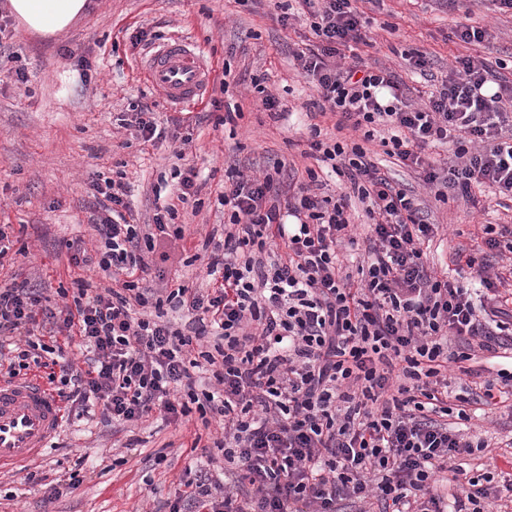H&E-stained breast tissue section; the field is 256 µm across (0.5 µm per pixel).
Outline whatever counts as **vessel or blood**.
Returning <instances> with one entry per match:
<instances>
[{
    "label": "vessel or blood",
    "mask_w": 512,
    "mask_h": 512,
    "mask_svg": "<svg viewBox=\"0 0 512 512\" xmlns=\"http://www.w3.org/2000/svg\"><path fill=\"white\" fill-rule=\"evenodd\" d=\"M145 77L170 104L192 106L202 98L210 71L189 40L174 37L148 55ZM63 418L60 398L41 380L0 381V468L30 458L51 445Z\"/></svg>",
    "instance_id": "obj_1"
}]
</instances>
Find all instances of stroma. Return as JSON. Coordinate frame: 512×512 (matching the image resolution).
Wrapping results in <instances>:
<instances>
[{"label":"stroma","mask_w":512,"mask_h":512,"mask_svg":"<svg viewBox=\"0 0 512 512\" xmlns=\"http://www.w3.org/2000/svg\"><path fill=\"white\" fill-rule=\"evenodd\" d=\"M91 3L77 23L51 37L16 23L7 29L6 43L16 67L27 74L28 92L0 83V225H9L13 241L9 260L0 266V287L35 285L51 308L74 297L79 281L111 287L110 276L72 263L67 248L75 238L95 245L89 183L99 174L129 184L137 223L152 216L156 202L176 205L174 223L185 228L186 250L173 263L162 262L156 251L144 259L163 271L169 287L210 288L198 255L224 221L219 195L229 169L252 177L281 162L300 179L316 165L302 156L312 129L325 138L336 135L333 118L321 115L318 95L293 56L315 36L295 0ZM359 9L365 41L355 52L368 64L392 68L413 100L434 92L458 55L500 61L502 77L512 81V14L495 10L491 0H361ZM287 10L293 18L284 28L277 17ZM463 21L486 27L485 40H457L454 30ZM180 35L202 47L212 71L202 99L190 108L159 100L143 76L151 48ZM419 52L429 57L423 70L414 64ZM83 64L85 83L79 78ZM226 76L231 82L224 90L219 80ZM254 76L281 101L283 116L272 118L263 109L250 82ZM142 100L154 104L158 123L179 120L180 140L158 149L119 127L117 116ZM229 104L240 114L228 122ZM179 151L201 172V187L186 204L171 186ZM379 161L382 171L413 191L437 226L428 265L465 280L466 271L450 263L453 247L475 244L480 225L512 223V200L488 189L473 204L453 197L441 201L412 169L384 154ZM467 430L495 443L491 453L468 456V468L512 473V410L477 413ZM197 434L208 445L224 436L216 421L207 427L197 418L183 424L156 413L127 428L105 423L100 406H74L48 450L25 466L0 470V512H156L158 504L179 496L186 470L203 465L190 448ZM74 470L82 483L50 497L51 485Z\"/></svg>","instance_id":"obj_1"}]
</instances>
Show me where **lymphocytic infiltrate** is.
Here are the masks:
<instances>
[{
    "label": "lymphocytic infiltrate",
    "instance_id": "obj_1",
    "mask_svg": "<svg viewBox=\"0 0 512 512\" xmlns=\"http://www.w3.org/2000/svg\"><path fill=\"white\" fill-rule=\"evenodd\" d=\"M314 44L295 55L314 87L318 109L337 130L363 134L352 145L320 140L311 156L342 177L338 197L323 195L315 170L281 189L276 172L233 180L220 203L224 239L206 264L216 282L202 293L185 287L159 299L141 286V251L163 245L170 259L185 238L170 228L173 207L133 224L123 182L92 178V225L102 251L72 254L74 264L125 274L120 288L47 311L59 333L79 336L95 357L79 371L60 345L27 340L7 367L16 379L50 362L66 408L96 400L107 420L137 423L153 410L172 418L191 409L224 419V479L196 471L168 512H340L343 500L376 501L378 512H488L512 497V478L469 473L459 458L486 448L461 428L467 408L512 394V373L497 370L454 393L448 373L480 353L512 351V292H500L485 256L460 245L452 261L473 270L490 293L473 300L461 283L429 272L424 246L434 226L415 198L382 171L366 142L378 141L431 188L464 201L488 187L512 198V85L470 55L456 57L424 104L407 101L402 81L360 55L339 61L362 39L358 0H300ZM456 145L449 166L430 162L428 147ZM361 204L367 233L350 215ZM359 250L344 263L343 247ZM39 289H0V349L29 331ZM188 314L184 325L162 307ZM212 367L218 388L195 391L193 368ZM465 482L448 499L444 479Z\"/></svg>",
    "mask_w": 512,
    "mask_h": 512
}]
</instances>
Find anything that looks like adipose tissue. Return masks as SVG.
Masks as SVG:
<instances>
[{
	"instance_id": "obj_1",
	"label": "adipose tissue",
	"mask_w": 512,
	"mask_h": 512,
	"mask_svg": "<svg viewBox=\"0 0 512 512\" xmlns=\"http://www.w3.org/2000/svg\"><path fill=\"white\" fill-rule=\"evenodd\" d=\"M9 7L28 31L48 36L69 28L85 13L88 0H9Z\"/></svg>"
}]
</instances>
